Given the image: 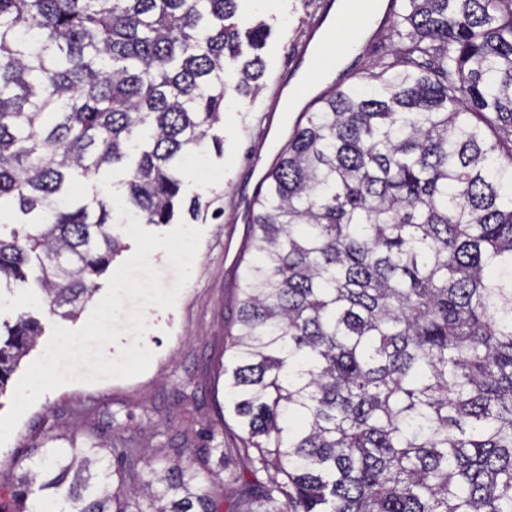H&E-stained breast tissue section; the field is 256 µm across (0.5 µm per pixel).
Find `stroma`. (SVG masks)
Masks as SVG:
<instances>
[{
    "mask_svg": "<svg viewBox=\"0 0 512 512\" xmlns=\"http://www.w3.org/2000/svg\"><path fill=\"white\" fill-rule=\"evenodd\" d=\"M322 2L241 0V21L249 27L264 24L269 32L260 52L265 63L263 88L254 103L226 96L224 121L214 128L224 141L222 152L207 148L204 161L187 168L182 195L199 198L202 213L195 226L203 235L191 277L174 307L148 309L143 343L152 352V361L133 378L75 381L40 396L0 446V512H12L14 504L7 492L19 476L30 471L42 481L51 477V466L41 463L35 453L50 428L57 435L53 442L57 448L66 447L67 436L73 435L81 448L122 442L151 449L159 457L172 455L177 448L188 455L201 452L209 433L223 439L224 376L219 365L225 357L227 330L237 317L239 274L249 234L236 202L256 181L246 165L258 121L254 105L273 106L272 84L296 69L295 45L303 39L309 21L319 15ZM38 274V269H30L26 282L0 288V321L15 320L26 312L45 329L0 395L5 406L10 405L21 374L42 355L48 330L57 324L69 330L81 328L108 289V276L97 278L93 300L84 304L76 320L64 321L49 313Z\"/></svg>",
    "mask_w": 512,
    "mask_h": 512,
    "instance_id": "1",
    "label": "stroma"
}]
</instances>
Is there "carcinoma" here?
I'll use <instances>...</instances> for the list:
<instances>
[{
  "label": "carcinoma",
  "mask_w": 512,
  "mask_h": 512,
  "mask_svg": "<svg viewBox=\"0 0 512 512\" xmlns=\"http://www.w3.org/2000/svg\"><path fill=\"white\" fill-rule=\"evenodd\" d=\"M238 2L0 0V285L35 261L77 317L122 251L104 173L142 224L199 216L186 163L264 73ZM382 24L380 71L301 112L249 220L231 447L109 448L110 484L75 448L39 488L74 473L76 512H512V0H388ZM42 332L3 325L0 394Z\"/></svg>",
  "instance_id": "1"
}]
</instances>
